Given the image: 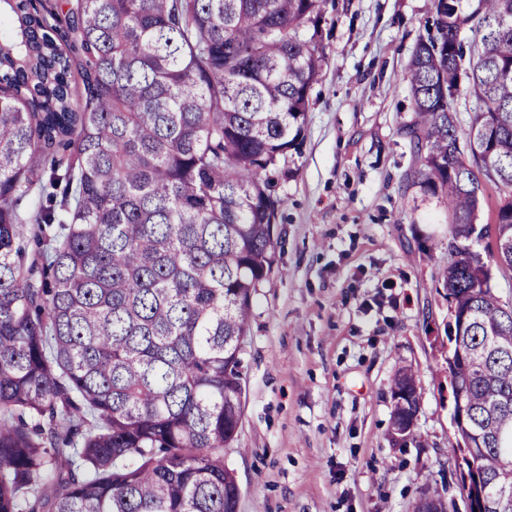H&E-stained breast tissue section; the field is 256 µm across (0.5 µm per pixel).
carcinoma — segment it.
I'll return each instance as SVG.
<instances>
[{
	"label": "carcinoma",
	"mask_w": 512,
	"mask_h": 512,
	"mask_svg": "<svg viewBox=\"0 0 512 512\" xmlns=\"http://www.w3.org/2000/svg\"><path fill=\"white\" fill-rule=\"evenodd\" d=\"M322 2L0 0V512H237L224 449L244 416L242 340L275 261L274 174L324 60ZM432 7L406 134L456 227L441 279L459 437L485 512H512V307L472 247L490 182L488 255L512 270V0ZM463 89L476 107L461 135ZM391 396L402 446L412 373Z\"/></svg>",
	"instance_id": "1"
}]
</instances>
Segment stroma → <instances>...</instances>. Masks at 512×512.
<instances>
[{
  "mask_svg": "<svg viewBox=\"0 0 512 512\" xmlns=\"http://www.w3.org/2000/svg\"><path fill=\"white\" fill-rule=\"evenodd\" d=\"M304 141L280 165L276 262L252 299L245 417L224 463L238 512H467L448 377L454 227L405 133V70L432 0H326ZM422 390L416 441L391 442L390 382Z\"/></svg>",
  "mask_w": 512,
  "mask_h": 512,
  "instance_id": "obj_1",
  "label": "stroma"
}]
</instances>
